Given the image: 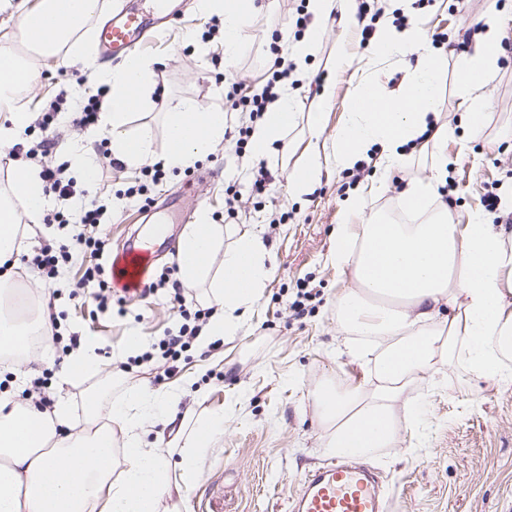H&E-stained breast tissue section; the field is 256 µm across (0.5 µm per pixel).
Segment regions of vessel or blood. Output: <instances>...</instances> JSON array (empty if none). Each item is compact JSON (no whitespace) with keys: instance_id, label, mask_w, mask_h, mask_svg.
<instances>
[{"instance_id":"1","label":"vessel or blood","mask_w":512,"mask_h":512,"mask_svg":"<svg viewBox=\"0 0 512 512\" xmlns=\"http://www.w3.org/2000/svg\"><path fill=\"white\" fill-rule=\"evenodd\" d=\"M178 8L159 0L155 9L137 0L102 24L96 45L101 58L128 56L138 51L158 28L178 20ZM149 248L130 245L112 268L113 281L141 282L150 264ZM392 496L388 483L371 463L342 457L309 471L291 500L292 512H389Z\"/></svg>"}]
</instances>
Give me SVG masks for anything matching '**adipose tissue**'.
<instances>
[{
    "instance_id": "obj_1",
    "label": "adipose tissue",
    "mask_w": 512,
    "mask_h": 512,
    "mask_svg": "<svg viewBox=\"0 0 512 512\" xmlns=\"http://www.w3.org/2000/svg\"><path fill=\"white\" fill-rule=\"evenodd\" d=\"M315 22L294 43L292 57L304 70L323 36V21L340 14L354 24L356 0H308ZM200 13L224 20V56L241 50L246 28L257 11L256 0H198ZM101 0H39L21 16L35 31L32 43L41 54L71 45L86 68H94L87 25L100 13ZM503 21H484L471 52L461 61L457 83L463 98L468 137L481 134L488 106V85L500 66ZM414 57L398 92L386 95L379 76L385 68ZM441 52L430 49L420 23L393 25L382 16L366 53L355 67L356 86L345 123L337 130L328 155L310 149L305 164L288 176V191L302 198L319 184L325 164L351 168L372 147H380L379 164L399 167L403 146L436 127L439 143L454 129L438 117ZM109 93L97 127L111 138L112 156L129 165L154 162L150 126L130 131L133 110L151 104L153 69L140 57L102 74ZM36 80L17 55L0 52V149L10 147L32 122L33 114L15 104L17 93ZM294 121L290 99H282L254 126L250 153L264 158ZM165 162L185 168L223 142L222 111L183 98L163 115ZM416 221L403 224L365 210V195L350 196L336 226L328 260L339 272H352L356 285L336 301V320L348 335L347 353L373 361L376 383L363 388L327 378L312 398L324 443L336 454L371 455L401 444V424L423 423L424 396L415 385L438 367L465 361L477 377L505 374L503 360L512 355V244L478 214L456 223L432 181H417L403 195ZM50 197L35 168L16 166L0 188V355L23 352L29 337H41L42 362L54 360L49 313L11 281L20 255L23 222L39 224ZM224 225L200 211L179 239L178 261L184 283L206 285V301L215 311L201 338L235 336L244 328L272 275L261 237L237 232L224 241ZM384 345L371 354L367 344ZM195 382L186 376L175 386L139 388L106 402L94 401L82 423H74L67 398L51 409L23 397L27 375L13 374L10 390L0 392V512H166L172 497V469L183 484L192 483L202 454L224 432V414L216 410L185 411L174 436L159 448L147 437L171 421L170 410ZM179 449L171 465V449Z\"/></svg>"
}]
</instances>
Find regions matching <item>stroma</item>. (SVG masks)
<instances>
[{
	"label": "stroma",
	"instance_id": "35a3bbf8",
	"mask_svg": "<svg viewBox=\"0 0 512 512\" xmlns=\"http://www.w3.org/2000/svg\"><path fill=\"white\" fill-rule=\"evenodd\" d=\"M184 3L181 18L159 31L143 53L153 63L161 98L154 101L150 115L134 114L129 123L133 131L150 125L159 155L164 152V138L158 117L180 98L221 110L233 86L261 92L269 46L280 42L282 57H290L287 37L295 32L297 7L307 0H256L259 11L247 29L245 44L229 63L224 60L222 19L198 14L193 0ZM489 15L504 20L509 34L500 68L488 86L490 104L480 138L452 140L445 146L432 140L417 143L407 148L402 167L388 171L380 169L377 160H366L367 170L357 180L351 170L330 166L309 196L291 198L288 175L308 158L306 121L323 85L330 81L336 86L318 138L325 148L345 120L354 89L352 71L334 72L329 62L340 49L355 58L362 49L350 41L348 27L332 18L305 72L285 88L297 119L264 159L273 188L263 200L252 197L243 178L253 159L237 156L228 141L191 168H166L164 179L148 184L142 197L126 193L140 177V167L113 170L102 194L108 207L102 233L113 254H120L134 234L152 242L156 226H164L167 246L158 250L154 266L169 270L171 280H179L180 233L195 210L203 209L215 223L231 228L250 225L262 237L274 269L245 330L205 346L193 345L180 364L181 374H195L202 390L198 396L184 395L182 406L227 413L223 434L201 458L197 479L183 490L188 512H290L300 479L330 458L321 446L324 431L313 418L312 389L327 377L371 383L365 366L346 354L347 336L336 322V298L354 281L327 260L348 196L385 179L386 192L368 197L365 209L401 221L405 218L401 196L408 182L436 180L444 174L450 184L445 193L448 208L456 221L466 222L470 212L482 211L487 194H496L504 204L512 201V140L507 137L512 130V0H433L412 12L429 34L448 37L441 46L447 63L439 122L455 128L463 123L456 84L463 56L456 48L459 33ZM29 65L38 79L19 92L16 103L37 114L47 111L51 101H59L51 134L56 140L52 161L67 164L68 176L75 178L77 188H84L69 146L86 147L98 164L110 148V138L73 125L71 114L83 107L99 83L86 78L82 62L69 52L51 58L35 55ZM231 185L238 192L233 218L225 204ZM91 263L88 252L74 251L51 288L27 264H18L14 275L30 298L54 302L61 336L76 332L98 342L99 368L65 385L59 384L54 369L43 367L38 352H27L17 361L18 366L43 372L46 396L65 395L78 419L84 416L89 392L96 388L117 398L143 386L168 385L161 359L130 374L113 371L112 362L130 334L142 336L148 347L165 331H178L181 325L165 290L127 298L121 305L109 301L107 309L98 313L76 305L69 296L71 286ZM301 288L315 289L317 296L311 301L312 312L298 317L291 305ZM421 390L429 400L427 424L403 423L401 447L380 448L371 457L393 486L392 512H512V382L476 377L456 363L440 367Z\"/></svg>",
	"mask_w": 512,
	"mask_h": 512
}]
</instances>
